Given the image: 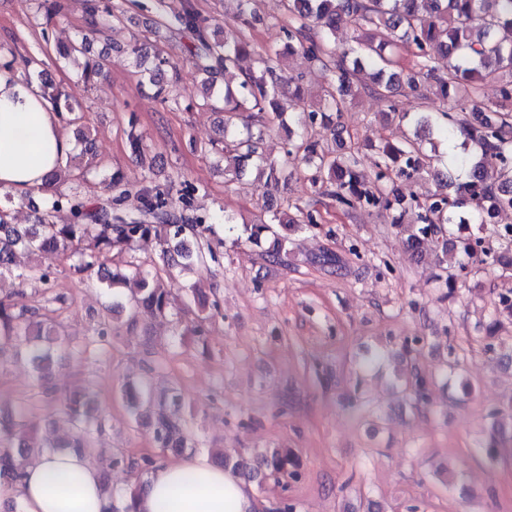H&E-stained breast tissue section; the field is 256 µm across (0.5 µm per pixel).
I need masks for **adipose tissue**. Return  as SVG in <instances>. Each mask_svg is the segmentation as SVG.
<instances>
[{"label": "adipose tissue", "instance_id": "adipose-tissue-1", "mask_svg": "<svg viewBox=\"0 0 512 512\" xmlns=\"http://www.w3.org/2000/svg\"><path fill=\"white\" fill-rule=\"evenodd\" d=\"M57 113L40 90L0 71V187L16 198L40 192L72 150ZM19 512H108L111 500L99 468L87 456L56 452L25 470L17 484H0V506ZM132 512H254L240 479L208 458L157 461L131 503Z\"/></svg>", "mask_w": 512, "mask_h": 512}]
</instances>
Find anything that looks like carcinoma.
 <instances>
[{"label":"carcinoma","instance_id":"carcinoma-1","mask_svg":"<svg viewBox=\"0 0 512 512\" xmlns=\"http://www.w3.org/2000/svg\"><path fill=\"white\" fill-rule=\"evenodd\" d=\"M288 15L284 48L271 47L259 55V68L244 74L236 85L224 83V90L214 85L219 70L231 74L240 69V62L255 53L247 29L254 27L256 16L241 10L239 25L218 39L211 35L206 20L191 8L166 21L171 31L188 32L194 39L192 65L203 75L204 97L198 103L224 114L218 131L219 142L211 152L224 159V176L232 182L241 179L247 169L258 172L256 181L266 187L279 182L288 168L310 174V180L331 187L329 195L345 210L374 208L394 212L392 224H407L408 245L422 256H430L433 264L447 273L444 280L447 298H456L465 282L449 273L457 266L465 268L461 258L488 265L501 273L512 271V229L498 225L499 215L512 211V0H282ZM86 12L98 18L93 27L80 31L75 38L57 49L59 58L68 60L87 52L91 41L100 38L111 20L118 16L99 15L98 0H86ZM347 29L354 34L351 55H336L332 38L336 31ZM301 47L310 62L334 75V86L325 91L320 106L307 110L300 86L290 88L285 77L286 56ZM409 51L413 64L403 67L401 53ZM136 66L153 87L154 98L163 103L174 102L169 82L164 80L160 57L145 66L146 57L132 50ZM103 75L102 61L88 59L81 79L89 84ZM486 80L499 84V97L489 104L479 103L481 85ZM431 87L432 94L460 105L456 118L442 113L420 111L401 113L411 118L414 132L400 142L385 140L377 147L379 162L370 179L363 174L359 149L347 148L338 153L327 152L306 136L299 143H290L284 156L270 161L263 143L271 131L267 116L283 113L280 97L288 96L292 112L305 117L304 125L330 114H340L348 102L363 92L390 99L401 90L416 93ZM48 103L64 119L76 124L75 110L79 103L71 95L58 90L47 95ZM459 164L467 169V180L457 186L448 182L438 169L437 146H455L459 136ZM497 173L495 181L488 171ZM430 175L439 183L438 190L422 199L407 196L387 183L401 178ZM146 213L153 221L127 222L112 215V202L88 207L80 195L56 193L43 200L34 210L32 224L11 223L10 209L0 203V277L12 275L17 256L24 252L39 261L17 274L23 284L50 285L51 272L40 259L55 256L71 261L78 275L97 277L100 285L112 292L134 282L127 303L134 311L145 309L155 317L169 312L171 289L158 283L140 265L131 264L105 271L109 256L125 253L134 243L154 239L164 246L163 254L175 251V264L183 271H194L204 264V252L198 239L209 231L199 217L179 220L172 214L169 195L157 188L139 190ZM477 203L475 219L481 235L463 236L460 229L470 223L462 209ZM70 221L57 222L62 211ZM314 225L312 216L301 220L286 211H272L252 224L244 225L248 239L265 244L263 255L278 262L287 253L288 234ZM512 319V297L496 295L486 325V337H495L500 317ZM61 336L60 325L46 318L36 308L18 306L0 298V366L28 362L33 366L31 393L18 408L0 415V480H21L33 453L48 448H70L90 454L95 436L103 431L106 417L94 405L92 385L65 395V415L71 437L63 443L45 441L38 444L15 442L18 434L35 431L31 420L36 403L56 396L57 388L50 375L53 362L52 344ZM411 398L416 404L426 399L427 378L413 368L407 373ZM155 438L166 451L180 453L192 447V439L182 422L172 419L163 405L153 410ZM294 463L285 448H272L256 458L223 457L222 465L239 476H274L288 473Z\"/></svg>","mask_w":512,"mask_h":512}]
</instances>
